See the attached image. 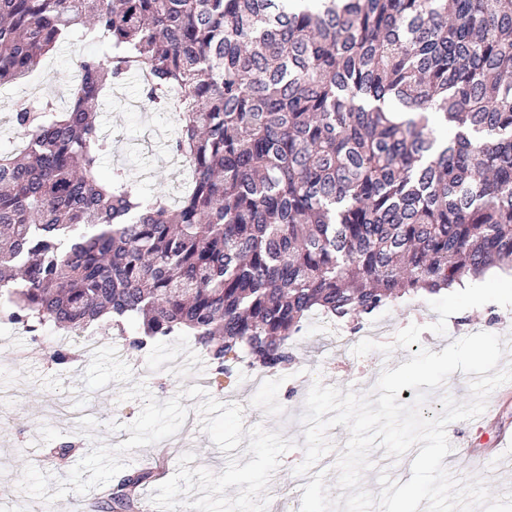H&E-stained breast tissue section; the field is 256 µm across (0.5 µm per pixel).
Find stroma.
Instances as JSON below:
<instances>
[{
  "label": "stroma",
  "mask_w": 512,
  "mask_h": 512,
  "mask_svg": "<svg viewBox=\"0 0 512 512\" xmlns=\"http://www.w3.org/2000/svg\"><path fill=\"white\" fill-rule=\"evenodd\" d=\"M92 50V44L80 41L59 45L24 80L0 87V152L14 148L13 113L17 104L48 100L56 111H65L69 92L76 84L77 64ZM144 100L142 84L132 79L113 87L105 98L100 127L111 150L104 156L99 174L107 180L113 170H123L142 192L163 193L175 205L187 183L180 160L165 151L163 143L175 135L178 116L145 106ZM429 301V295L424 294L390 304L359 331L346 322L333 330L319 319L309 320L295 338L294 359L287 370L267 372L259 386L238 371L225 381L223 389H210V396L218 402L242 407L245 427L260 424L294 442V449L282 456L271 478L267 489L270 502H277L298 485L294 470L304 460L302 416L314 383L360 393L363 385L351 384V377H379L384 368H397L419 349L439 353L453 341L479 331L500 336L506 353L500 365L505 368L512 364V307L489 303L480 310L458 312L448 318L446 333L438 335L428 329L438 318ZM411 324L423 326L424 331L420 342L410 348H396L387 355L378 351L362 357L354 354L355 345L366 339L368 328L380 327L379 342L389 343ZM91 330L98 340L96 355L79 357L60 369L47 356L32 354L35 341L21 326L0 322V388L15 393L13 406L0 414V432L6 436L0 441V483H5L11 500L23 497L19 482L26 465L58 481L78 464L75 456L52 466L45 462L44 452L58 442L78 439L90 449L103 443L113 448L128 440L125 427L136 419L141 403L122 399L123 390L140 382L163 402L196 385L199 373L208 368L203 352L183 336L160 338L146 350L136 351L109 322H97ZM487 410L484 423L455 421L447 431L464 434L472 452L488 461L486 467L461 472V479L478 478L496 496L501 476L492 462L494 439L499 431L512 433V394L494 390ZM169 443L168 470L172 473L188 452L194 455V467L214 474L224 471L229 456H245L240 447L230 454L221 452L198 425L190 432H177Z\"/></svg>",
  "instance_id": "35a3bbf8"
}]
</instances>
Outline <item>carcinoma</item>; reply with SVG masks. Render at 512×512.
Listing matches in <instances>:
<instances>
[{"instance_id":"obj_1","label":"carcinoma","mask_w":512,"mask_h":512,"mask_svg":"<svg viewBox=\"0 0 512 512\" xmlns=\"http://www.w3.org/2000/svg\"><path fill=\"white\" fill-rule=\"evenodd\" d=\"M75 38L100 50L71 105L20 107L0 153V297L27 330L190 336L220 389L288 365L312 315L359 325L512 266V0H0V86ZM135 70L178 111L174 208L99 175V101Z\"/></svg>"}]
</instances>
